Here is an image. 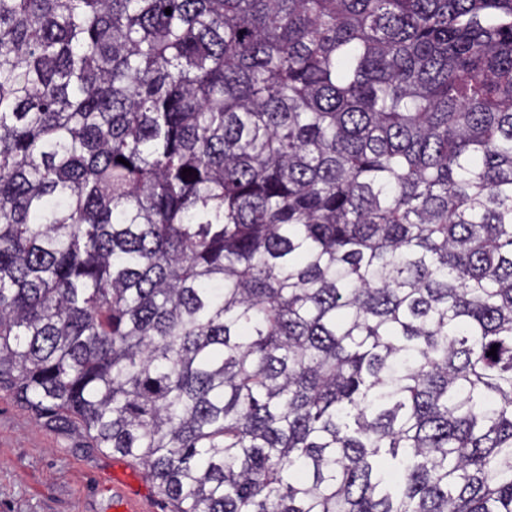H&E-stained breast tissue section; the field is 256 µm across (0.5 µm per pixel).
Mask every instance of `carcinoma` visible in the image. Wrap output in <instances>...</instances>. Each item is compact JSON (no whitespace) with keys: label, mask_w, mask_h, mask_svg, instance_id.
<instances>
[{"label":"carcinoma","mask_w":512,"mask_h":512,"mask_svg":"<svg viewBox=\"0 0 512 512\" xmlns=\"http://www.w3.org/2000/svg\"><path fill=\"white\" fill-rule=\"evenodd\" d=\"M0 389L170 512H512V0H0Z\"/></svg>","instance_id":"obj_1"}]
</instances>
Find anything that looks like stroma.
Returning a JSON list of instances; mask_svg holds the SVG:
<instances>
[{"label":"stroma","instance_id":"obj_1","mask_svg":"<svg viewBox=\"0 0 512 512\" xmlns=\"http://www.w3.org/2000/svg\"><path fill=\"white\" fill-rule=\"evenodd\" d=\"M143 478L141 465L114 468L79 431L45 427L0 390V512H113L120 488Z\"/></svg>","mask_w":512,"mask_h":512}]
</instances>
